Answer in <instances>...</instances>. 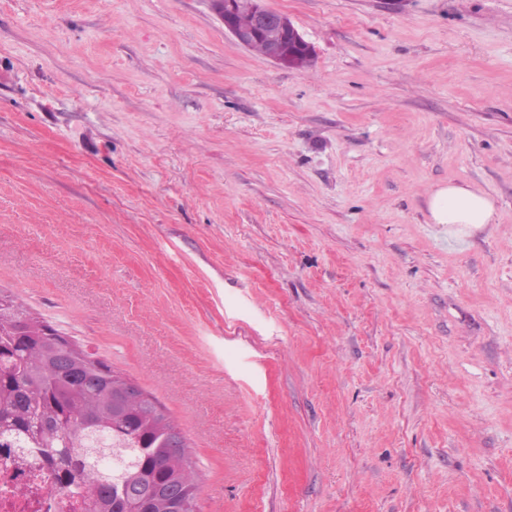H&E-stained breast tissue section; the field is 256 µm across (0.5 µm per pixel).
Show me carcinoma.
I'll return each instance as SVG.
<instances>
[{
	"label": "carcinoma",
	"instance_id": "1",
	"mask_svg": "<svg viewBox=\"0 0 512 512\" xmlns=\"http://www.w3.org/2000/svg\"><path fill=\"white\" fill-rule=\"evenodd\" d=\"M234 25L252 26L253 0ZM285 40L274 29L250 49ZM0 327V450L15 464L36 451L65 467L60 488L90 496L88 512H198V475L164 405L50 324L16 305Z\"/></svg>",
	"mask_w": 512,
	"mask_h": 512
}]
</instances>
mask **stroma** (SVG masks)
Returning a JSON list of instances; mask_svg holds the SVG:
<instances>
[{"label": "stroma", "instance_id": "obj_1", "mask_svg": "<svg viewBox=\"0 0 512 512\" xmlns=\"http://www.w3.org/2000/svg\"><path fill=\"white\" fill-rule=\"evenodd\" d=\"M266 4L310 66L0 0V292L166 407L199 512H512V0ZM428 209L432 223L446 225L457 237L463 228L492 224L496 218L494 201L487 194L456 184L433 190Z\"/></svg>", "mask_w": 512, "mask_h": 512}]
</instances>
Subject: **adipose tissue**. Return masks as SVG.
I'll use <instances>...</instances> for the list:
<instances>
[{"mask_svg": "<svg viewBox=\"0 0 512 512\" xmlns=\"http://www.w3.org/2000/svg\"><path fill=\"white\" fill-rule=\"evenodd\" d=\"M428 209L432 223L446 225L455 236L463 229L494 223L496 218L494 202L487 194L456 184L433 190Z\"/></svg>", "mask_w": 512, "mask_h": 512, "instance_id": "obj_1", "label": "adipose tissue"}]
</instances>
